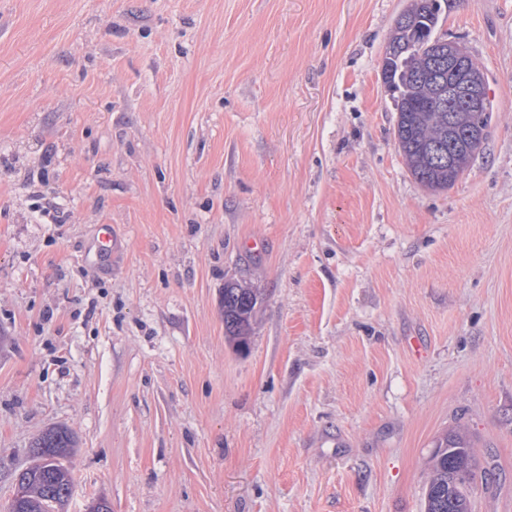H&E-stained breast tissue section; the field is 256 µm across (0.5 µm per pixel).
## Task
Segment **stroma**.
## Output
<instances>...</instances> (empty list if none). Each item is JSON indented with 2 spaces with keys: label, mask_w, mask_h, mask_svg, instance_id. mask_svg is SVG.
<instances>
[{
  "label": "stroma",
  "mask_w": 512,
  "mask_h": 512,
  "mask_svg": "<svg viewBox=\"0 0 512 512\" xmlns=\"http://www.w3.org/2000/svg\"><path fill=\"white\" fill-rule=\"evenodd\" d=\"M411 2L0 0V512L54 426L68 512H423L450 431L512 512V0H440L493 107L445 191L382 78ZM257 303L253 288L240 282L224 284V335L237 350H243L248 345Z\"/></svg>",
  "instance_id": "obj_1"
}]
</instances>
